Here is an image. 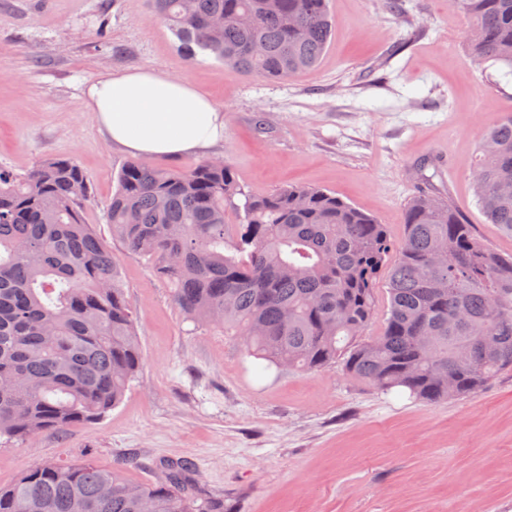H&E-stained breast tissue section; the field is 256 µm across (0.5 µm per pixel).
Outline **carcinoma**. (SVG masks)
<instances>
[{"label": "carcinoma", "instance_id": "1", "mask_svg": "<svg viewBox=\"0 0 512 512\" xmlns=\"http://www.w3.org/2000/svg\"><path fill=\"white\" fill-rule=\"evenodd\" d=\"M151 4L188 59L208 55L267 80L314 70L335 31L328 0ZM453 10L469 22L473 56L512 74V0H455ZM472 181L487 222L512 232V114L483 136ZM90 198L70 158L23 175L0 166V438L97 421L140 371L137 311L119 258L85 222ZM229 205L236 224L226 222ZM106 220L168 281L186 319L234 333L270 366L339 363L429 402L512 370V256L481 244L435 193L410 200L396 244L374 216L321 188L253 194L223 160L186 171L131 161ZM382 274L389 307L382 332L367 338ZM123 469L88 457L36 464L0 487V512H230L224 498L199 493L181 461L164 462L148 484L126 481Z\"/></svg>", "mask_w": 512, "mask_h": 512}]
</instances>
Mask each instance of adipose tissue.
<instances>
[{
  "mask_svg": "<svg viewBox=\"0 0 512 512\" xmlns=\"http://www.w3.org/2000/svg\"><path fill=\"white\" fill-rule=\"evenodd\" d=\"M87 96L112 146L140 157L209 152L224 141V111L191 83L151 70L115 73Z\"/></svg>",
  "mask_w": 512,
  "mask_h": 512,
  "instance_id": "1",
  "label": "adipose tissue"
}]
</instances>
